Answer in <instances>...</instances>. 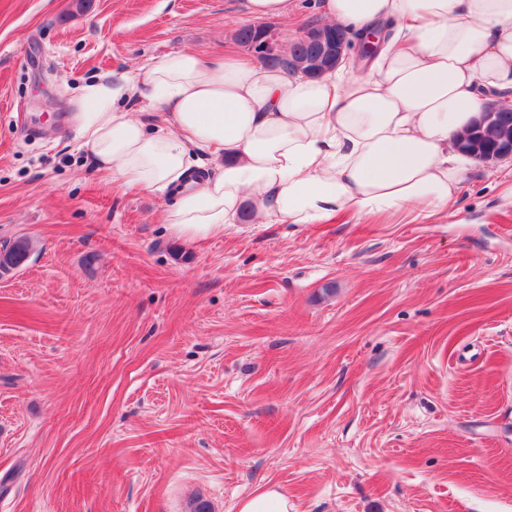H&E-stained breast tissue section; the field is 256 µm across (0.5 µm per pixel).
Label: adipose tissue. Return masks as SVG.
<instances>
[{"mask_svg":"<svg viewBox=\"0 0 512 512\" xmlns=\"http://www.w3.org/2000/svg\"><path fill=\"white\" fill-rule=\"evenodd\" d=\"M320 15L354 31L390 22L365 74L169 52L84 86L93 166L168 198L165 222L186 239L223 234L247 203L258 224L447 217L471 163L456 135L485 103L512 107V0H320Z\"/></svg>","mask_w":512,"mask_h":512,"instance_id":"obj_1","label":"adipose tissue"}]
</instances>
